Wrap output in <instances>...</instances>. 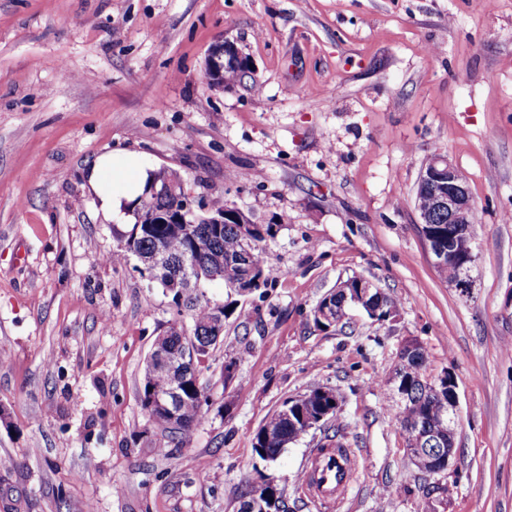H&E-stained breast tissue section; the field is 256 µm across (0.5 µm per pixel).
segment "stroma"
I'll return each mask as SVG.
<instances>
[{"label":"stroma","mask_w":512,"mask_h":512,"mask_svg":"<svg viewBox=\"0 0 512 512\" xmlns=\"http://www.w3.org/2000/svg\"><path fill=\"white\" fill-rule=\"evenodd\" d=\"M226 39L255 83L208 80ZM118 148L281 226L268 288L203 285L249 316L225 319L200 367L210 404L167 448L143 371L191 320L135 261H107L134 219L102 215L85 169ZM438 152L476 202L468 297L439 277L413 206ZM351 276L395 297L396 317L315 326ZM408 340L425 377L458 384V456L431 493L393 412ZM319 386L358 462L336 512H512V0H0V512H238L268 473L288 512H317L298 477L324 431L270 467L253 442Z\"/></svg>","instance_id":"1"}]
</instances>
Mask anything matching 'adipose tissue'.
Returning <instances> with one entry per match:
<instances>
[{
  "mask_svg": "<svg viewBox=\"0 0 512 512\" xmlns=\"http://www.w3.org/2000/svg\"><path fill=\"white\" fill-rule=\"evenodd\" d=\"M149 169L137 153L116 150L97 157L87 168L86 179L105 213L131 206L142 195Z\"/></svg>",
  "mask_w": 512,
  "mask_h": 512,
  "instance_id": "adipose-tissue-1",
  "label": "adipose tissue"
}]
</instances>
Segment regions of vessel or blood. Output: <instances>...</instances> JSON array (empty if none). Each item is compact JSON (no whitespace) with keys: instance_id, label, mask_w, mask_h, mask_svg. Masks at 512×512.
<instances>
[{"instance_id":"b4317fda","label":"vessel or blood","mask_w":512,"mask_h":512,"mask_svg":"<svg viewBox=\"0 0 512 512\" xmlns=\"http://www.w3.org/2000/svg\"><path fill=\"white\" fill-rule=\"evenodd\" d=\"M356 477V464L339 454L316 452L303 477L301 487L319 512H334L344 500Z\"/></svg>"}]
</instances>
